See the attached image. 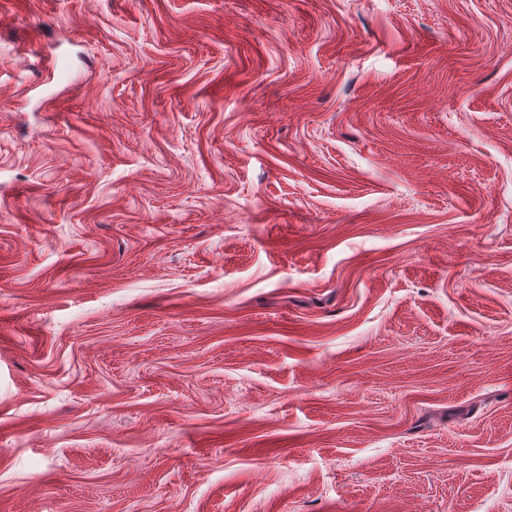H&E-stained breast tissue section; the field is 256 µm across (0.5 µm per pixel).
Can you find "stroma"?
I'll use <instances>...</instances> for the list:
<instances>
[{"label": "stroma", "mask_w": 512, "mask_h": 512, "mask_svg": "<svg viewBox=\"0 0 512 512\" xmlns=\"http://www.w3.org/2000/svg\"><path fill=\"white\" fill-rule=\"evenodd\" d=\"M0 512H512V0H0Z\"/></svg>", "instance_id": "35a3bbf8"}]
</instances>
